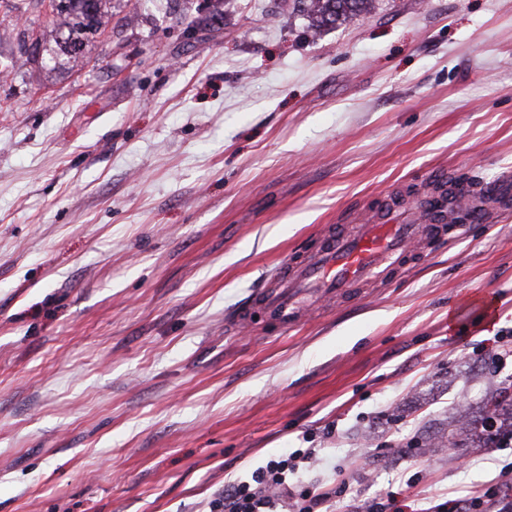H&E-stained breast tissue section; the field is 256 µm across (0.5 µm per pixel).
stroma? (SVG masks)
<instances>
[{"label": "stroma", "instance_id": "1", "mask_svg": "<svg viewBox=\"0 0 512 512\" xmlns=\"http://www.w3.org/2000/svg\"><path fill=\"white\" fill-rule=\"evenodd\" d=\"M0 0V512H210L272 457L333 512L512 486L457 409L512 395V217L280 327L226 320L322 226L512 170V0H109L84 68ZM334 425V436L324 434ZM312 26L333 25L352 20L362 13L370 0H308Z\"/></svg>", "mask_w": 512, "mask_h": 512}]
</instances>
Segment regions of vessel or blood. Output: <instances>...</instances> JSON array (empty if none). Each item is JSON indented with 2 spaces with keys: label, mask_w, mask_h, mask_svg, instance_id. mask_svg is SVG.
I'll list each match as a JSON object with an SVG mask.
<instances>
[{
  "label": "vessel or blood",
  "mask_w": 512,
  "mask_h": 512,
  "mask_svg": "<svg viewBox=\"0 0 512 512\" xmlns=\"http://www.w3.org/2000/svg\"><path fill=\"white\" fill-rule=\"evenodd\" d=\"M472 209L478 222L512 213V173L479 184L457 198ZM449 203L439 193L423 203L422 212L397 204L388 212L353 222L348 227L323 228L312 250L292 252L274 278L275 285L255 297L285 326L298 321L305 303L345 301L359 297L367 285L387 286L417 260L425 243L443 242L452 236L448 226Z\"/></svg>",
  "instance_id": "obj_1"
}]
</instances>
